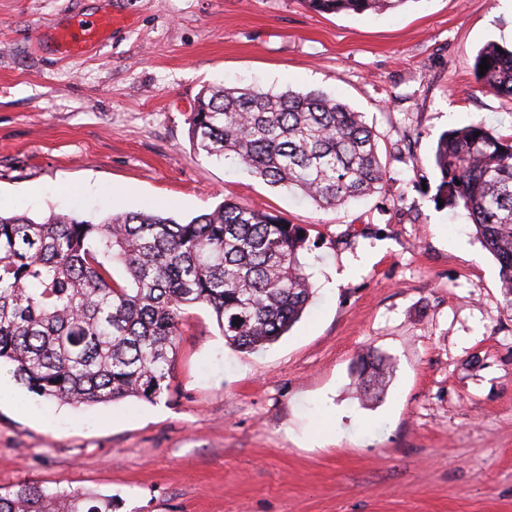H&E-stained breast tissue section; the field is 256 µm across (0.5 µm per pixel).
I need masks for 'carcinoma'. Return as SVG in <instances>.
Returning a JSON list of instances; mask_svg holds the SVG:
<instances>
[{"label":"carcinoma","mask_w":512,"mask_h":512,"mask_svg":"<svg viewBox=\"0 0 512 512\" xmlns=\"http://www.w3.org/2000/svg\"><path fill=\"white\" fill-rule=\"evenodd\" d=\"M411 0H308L318 13L363 14ZM481 83L512 98V50L486 45ZM193 149L230 159L321 207L343 206L384 181L360 112L322 92L205 88L189 122ZM440 187L462 204L499 265L512 311V139L481 122L438 137ZM302 227L226 198L188 222L148 212L96 221L75 213L0 214V365L27 391L69 405L154 402L170 391L181 313L211 309L240 352L275 343L313 294L299 255ZM124 268L114 278V265ZM384 359H360V392ZM0 512H112V497L50 491L34 481L0 493Z\"/></svg>","instance_id":"1"}]
</instances>
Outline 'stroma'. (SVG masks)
I'll use <instances>...</instances> for the list:
<instances>
[{
  "label": "stroma",
  "mask_w": 512,
  "mask_h": 512,
  "mask_svg": "<svg viewBox=\"0 0 512 512\" xmlns=\"http://www.w3.org/2000/svg\"><path fill=\"white\" fill-rule=\"evenodd\" d=\"M117 15L64 54L76 16ZM512 0L321 14L305 0H0V211L190 218L231 198L303 227L314 297L241 353L186 308L169 394L75 408L0 373V491L34 479L112 512H512V311L463 207H440L439 135H512L478 81ZM320 91L365 115L380 189L323 209L195 152L206 86ZM390 360L360 399L361 355Z\"/></svg>",
  "instance_id": "1"
}]
</instances>
